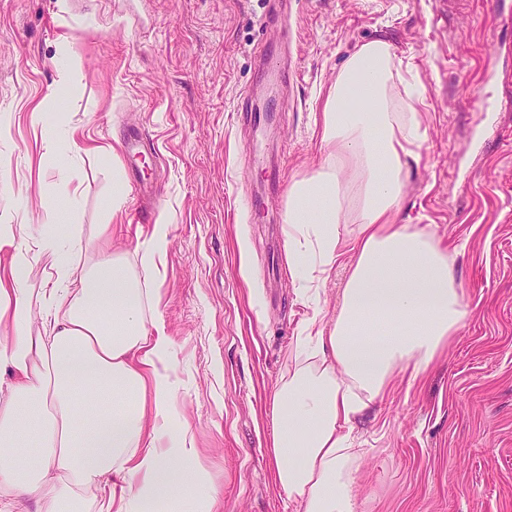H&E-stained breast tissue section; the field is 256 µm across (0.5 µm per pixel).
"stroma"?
<instances>
[{
	"label": "stroma",
	"instance_id": "35a3bbf8",
	"mask_svg": "<svg viewBox=\"0 0 512 512\" xmlns=\"http://www.w3.org/2000/svg\"><path fill=\"white\" fill-rule=\"evenodd\" d=\"M0 0V225L49 215L91 242L108 223L112 165L47 155L38 106L56 89L61 42L82 76L54 110L76 145L121 148L126 184L157 185L145 212L128 192L113 252L135 268L155 225L168 247L154 283L178 376L174 425L188 428L218 492L198 512H292L271 478L267 392L287 370L308 308L288 263L286 186L326 156L323 96L358 45L384 37L426 90L427 141L401 221L430 225L455 266L468 316L416 382L395 376L354 428L362 512H512V23L488 0ZM289 44L281 112L263 136L241 110L263 48ZM484 101L489 111L476 109ZM501 143L480 148L488 123ZM283 168L272 190L245 154ZM77 193V211L67 206ZM249 243L241 256L240 239Z\"/></svg>",
	"mask_w": 512,
	"mask_h": 512
}]
</instances>
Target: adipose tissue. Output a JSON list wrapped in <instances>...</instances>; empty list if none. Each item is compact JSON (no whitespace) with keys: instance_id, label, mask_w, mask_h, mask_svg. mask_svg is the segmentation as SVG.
I'll use <instances>...</instances> for the list:
<instances>
[{"instance_id":"ef3b65f1","label":"adipose tissue","mask_w":512,"mask_h":512,"mask_svg":"<svg viewBox=\"0 0 512 512\" xmlns=\"http://www.w3.org/2000/svg\"><path fill=\"white\" fill-rule=\"evenodd\" d=\"M386 39L362 43L329 85L317 125L327 154L288 189L293 277L347 272L333 314L315 306L293 361L273 385V482L294 512H358V420L395 373L417 380L466 319L454 266L427 227L398 221L405 180L425 141L412 85ZM349 225L341 234V225ZM102 225L93 258L55 222L38 236L0 225V512H183L203 479L188 429H173L171 340L152 283L167 246L156 226L138 271ZM49 263L33 307L28 275Z\"/></svg>"}]
</instances>
